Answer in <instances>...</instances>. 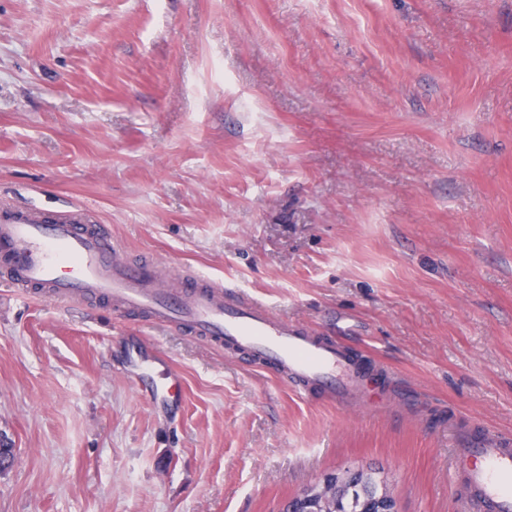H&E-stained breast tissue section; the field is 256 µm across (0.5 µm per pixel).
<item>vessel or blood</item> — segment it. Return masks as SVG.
Returning <instances> with one entry per match:
<instances>
[{
    "label": "vessel or blood",
    "mask_w": 512,
    "mask_h": 512,
    "mask_svg": "<svg viewBox=\"0 0 512 512\" xmlns=\"http://www.w3.org/2000/svg\"><path fill=\"white\" fill-rule=\"evenodd\" d=\"M177 271L133 267L121 245L96 226L85 207L46 214L40 208L0 204V281L52 301H107L113 309L144 314L151 325H176L189 334L247 352L274 365L279 378L303 401L324 392L328 402L351 412L378 409L361 367L333 340L275 314L245 289L196 275L178 288ZM154 359L143 360L153 370ZM158 370V369H155ZM156 396L176 397L181 386L169 367L158 370ZM454 472L464 512H512V441L492 432L448 429ZM482 465L469 466L471 456Z\"/></svg>",
    "instance_id": "obj_1"
}]
</instances>
